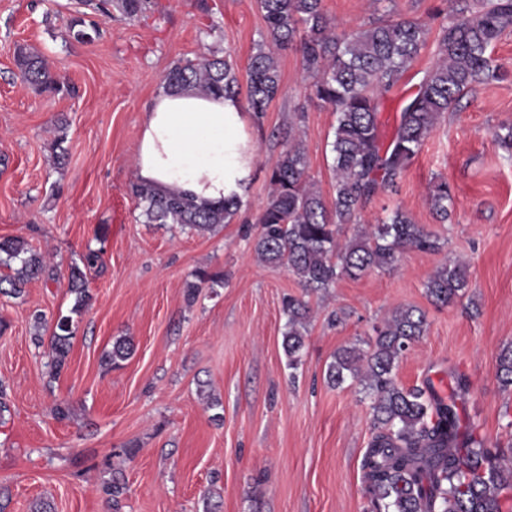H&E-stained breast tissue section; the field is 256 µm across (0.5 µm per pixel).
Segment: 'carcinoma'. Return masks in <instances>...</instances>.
Listing matches in <instances>:
<instances>
[{"instance_id":"obj_1","label":"carcinoma","mask_w":512,"mask_h":512,"mask_svg":"<svg viewBox=\"0 0 512 512\" xmlns=\"http://www.w3.org/2000/svg\"><path fill=\"white\" fill-rule=\"evenodd\" d=\"M322 2L259 0L267 41L251 56L244 86L229 53L177 64L163 81L167 91L191 86L235 100L243 95L248 110L261 118L280 93L276 53L299 42L303 69L313 78L310 93L336 112L331 142L335 198L329 207L312 189L302 141L288 125L285 148L270 169L272 192L258 217L254 251L268 264L287 266L308 294L327 290L341 277L358 279L372 269L388 268L405 250H442L444 241L438 234L399 208L370 232L348 240L338 238L339 226L351 223L361 208L394 185L444 112L474 85L501 79L490 49L512 28V0H454L455 7L441 20L435 38L438 60L424 73L417 92L402 101L398 123L386 141L381 132L382 102L427 46L431 27L418 19L376 18L338 38ZM84 5L102 13L113 6L135 18L151 9V0H86ZM14 60L22 80L35 91L62 90L58 75L37 50L18 45ZM133 193L143 204L145 223L177 224L200 232L231 223L241 206L239 200L199 206L140 184L133 186ZM451 200L448 182L434 184L429 205L438 222H447ZM0 264L13 271L0 278L1 294L19 296L28 282L44 274L57 279L21 237L0 241ZM425 288L437 306L455 302L469 288L468 266L448 259ZM68 290L75 295L73 311L90 301L85 274L78 266L70 268ZM283 312L287 321L282 347L288 367L295 369L305 349L311 309L304 299L289 297ZM426 325L422 310L398 308L376 328V339L367 350L344 347L327 365L329 385L340 387L351 378L371 401L373 429L362 460L366 492L375 512H502V498L512 497V454L494 452L461 432L456 397L466 393L467 383L458 382L447 400L395 383L396 364ZM74 334L72 317L55 320L52 375L65 367ZM132 352L130 340L119 338L105 360L117 368ZM496 372L504 385H512L511 345L500 352Z\"/></svg>"}]
</instances>
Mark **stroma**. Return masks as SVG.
I'll use <instances>...</instances> for the list:
<instances>
[{"mask_svg":"<svg viewBox=\"0 0 512 512\" xmlns=\"http://www.w3.org/2000/svg\"><path fill=\"white\" fill-rule=\"evenodd\" d=\"M336 35L372 17L431 22L453 0H323ZM78 0H0V240L24 238L58 280L41 277L22 295L0 294V512H372L361 460L372 434L370 401L354 382L330 386L333 355L366 346L398 307L428 327L394 370L398 385L448 397L457 379L464 431L486 447L512 449V386L496 374L512 345V149L494 138L512 125V31L492 46L504 80L478 85L445 115L419 155L361 209L343 237L400 208L445 241L442 252L404 251L392 268L336 281L306 295L285 266L253 250L271 185L267 164L283 150L289 122L302 130L308 173L325 201L335 194L332 108L311 99L297 49L279 51L281 91L245 131L254 172L240 211L214 233L148 224L132 194L140 130L151 99L176 63L231 53L239 75L267 37L258 0H153L144 16H101V35L76 42ZM38 50L75 94H36L14 64L15 45ZM435 61L426 48L382 110L391 135L403 97ZM66 158L55 164L52 145ZM445 180L447 223L428 204ZM92 300L74 311L67 275L88 251ZM470 263L466 295L438 308L425 294L446 256ZM211 274L198 283L197 272ZM198 284L188 300L190 284ZM313 311L298 369L282 348L287 296ZM344 313L333 322L334 313ZM43 314L36 328L35 314ZM77 324L66 366L50 379L48 338L58 315ZM42 343H35V332ZM135 352L120 368L104 361L115 339ZM219 408H212V401ZM69 416L58 419L57 404ZM122 473L113 504L105 487Z\"/></svg>","mask_w":512,"mask_h":512,"instance_id":"1","label":"stroma"}]
</instances>
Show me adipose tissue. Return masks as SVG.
Returning <instances> with one entry per match:
<instances>
[{"mask_svg": "<svg viewBox=\"0 0 512 512\" xmlns=\"http://www.w3.org/2000/svg\"><path fill=\"white\" fill-rule=\"evenodd\" d=\"M238 103L197 89L159 90L142 124L138 182L207 206L244 196L255 148Z\"/></svg>", "mask_w": 512, "mask_h": 512, "instance_id": "1", "label": "adipose tissue"}]
</instances>
